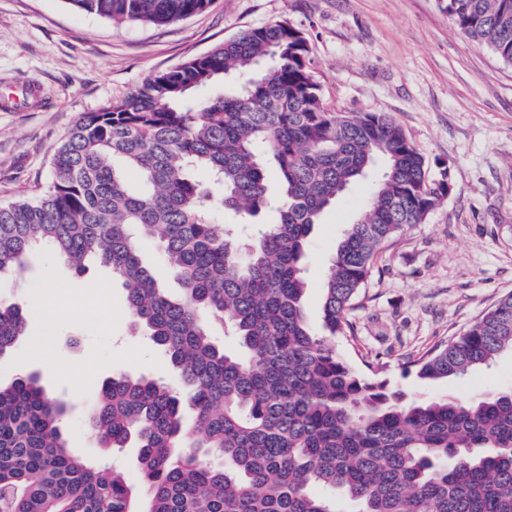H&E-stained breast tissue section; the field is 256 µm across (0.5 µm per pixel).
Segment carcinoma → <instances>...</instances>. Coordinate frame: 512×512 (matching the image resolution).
<instances>
[{"label":"carcinoma","instance_id":"cac0c4a2","mask_svg":"<svg viewBox=\"0 0 512 512\" xmlns=\"http://www.w3.org/2000/svg\"><path fill=\"white\" fill-rule=\"evenodd\" d=\"M68 2L117 25L165 26L213 0ZM445 2L457 29L512 65V0ZM427 171L391 116L324 106L308 39L286 21L245 29L83 114L48 185L0 204V281L21 276L38 246L77 273L109 269L176 385L112 377L86 414L98 447L138 448L139 495L122 470L70 447L67 404L38 373L0 386V512H512V387L415 397L359 372L336 346L382 245L424 223L443 195L447 182L431 186ZM372 172L373 193L326 275L317 329L302 304L308 236ZM226 211L241 224L275 219L244 248L218 227ZM144 241L157 242L179 297L142 261ZM27 321L19 302L0 298V356ZM215 325L235 351L217 344ZM506 351L512 294L405 372L464 377Z\"/></svg>","mask_w":512,"mask_h":512}]
</instances>
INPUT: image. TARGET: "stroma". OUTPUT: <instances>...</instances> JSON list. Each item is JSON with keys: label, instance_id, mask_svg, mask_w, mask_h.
<instances>
[{"label": "stroma", "instance_id": "stroma-1", "mask_svg": "<svg viewBox=\"0 0 512 512\" xmlns=\"http://www.w3.org/2000/svg\"><path fill=\"white\" fill-rule=\"evenodd\" d=\"M274 21L308 38L325 107L392 116L426 157L430 181L449 184L425 223L382 246L350 313L354 333L338 337V348L360 372L379 368L415 394L468 399L512 383L508 353L426 386L402 375L405 362L460 336L512 293V66L454 28L442 0H214L166 26L116 25L68 0H0V99L37 86L26 107H0V203L46 183L54 152L84 113ZM372 188L368 179L354 184L309 237L303 305L312 326L321 324L336 244ZM0 294L29 311L25 339L0 357V382L40 373L69 405L64 430L72 447L106 458L84 425L103 380L171 376L155 346L132 332L123 286L105 268L77 275L38 248L21 281L1 285Z\"/></svg>", "mask_w": 512, "mask_h": 512}]
</instances>
